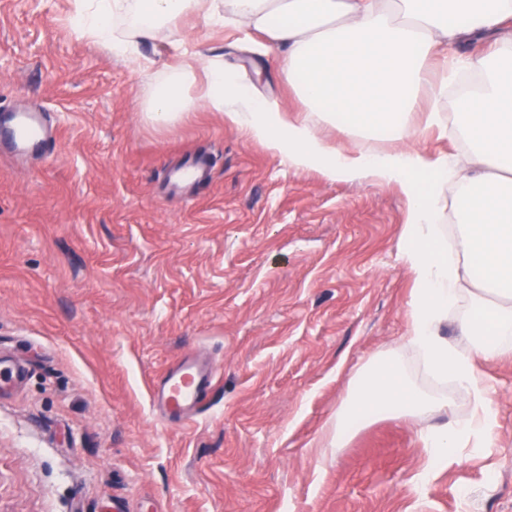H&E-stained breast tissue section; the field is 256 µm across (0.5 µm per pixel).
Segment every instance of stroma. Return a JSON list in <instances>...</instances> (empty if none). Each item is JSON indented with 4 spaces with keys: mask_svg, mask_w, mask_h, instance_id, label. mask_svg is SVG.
<instances>
[{
    "mask_svg": "<svg viewBox=\"0 0 512 512\" xmlns=\"http://www.w3.org/2000/svg\"><path fill=\"white\" fill-rule=\"evenodd\" d=\"M70 0H0V104L51 114L50 158L0 153V512H512V356L486 365L497 427L425 475L413 420L319 460L349 377L407 330L400 188L292 168L203 108L160 127L166 73L216 59L293 99L262 34L189 14L130 56L70 25ZM209 180L164 193L168 162ZM216 373L186 428L153 383L185 355ZM211 172V158L191 153L166 169L165 181L170 195H186L191 183L206 180Z\"/></svg>",
    "mask_w": 512,
    "mask_h": 512,
    "instance_id": "obj_1",
    "label": "stroma"
}]
</instances>
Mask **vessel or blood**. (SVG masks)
Returning a JSON list of instances; mask_svg holds the SVG:
<instances>
[{
  "label": "vessel or blood",
  "instance_id": "vessel-or-blood-1",
  "mask_svg": "<svg viewBox=\"0 0 512 512\" xmlns=\"http://www.w3.org/2000/svg\"><path fill=\"white\" fill-rule=\"evenodd\" d=\"M0 143L47 157L56 149V133L45 114L5 107L0 109ZM210 172V157L199 153L182 157L166 170L169 194H186L189 184L206 180ZM212 382V367L188 356L153 388L152 398L162 409L165 421L185 425L193 420Z\"/></svg>",
  "mask_w": 512,
  "mask_h": 512
}]
</instances>
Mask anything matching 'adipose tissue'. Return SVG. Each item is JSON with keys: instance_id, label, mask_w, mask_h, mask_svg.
<instances>
[{"instance_id": "ef3b65f1", "label": "adipose tissue", "mask_w": 512, "mask_h": 512, "mask_svg": "<svg viewBox=\"0 0 512 512\" xmlns=\"http://www.w3.org/2000/svg\"><path fill=\"white\" fill-rule=\"evenodd\" d=\"M74 8L77 32L117 55L130 37H150L191 12L214 23L232 15L281 52L279 78L294 92L299 119L235 87L215 60L198 94L187 70L171 71L144 103L146 115L164 127L199 103L294 168L330 181L400 184L412 208L402 233L413 281L407 333L350 380L325 445L344 447L369 421L409 417L421 422L426 470L447 465L455 449L486 447L496 418L481 367L512 353V0H74ZM482 33L492 36L491 49L454 53ZM463 72L480 80L458 111L444 113ZM420 110L426 128H451L467 143L465 163L416 147L420 130L407 115ZM332 119L339 138L327 141L314 128ZM354 134L385 136L394 147L347 151L341 140ZM445 184L456 191L451 229L440 222ZM463 307L470 315L448 340L442 327ZM454 390L469 397L468 414L426 425L453 407Z\"/></svg>"}]
</instances>
